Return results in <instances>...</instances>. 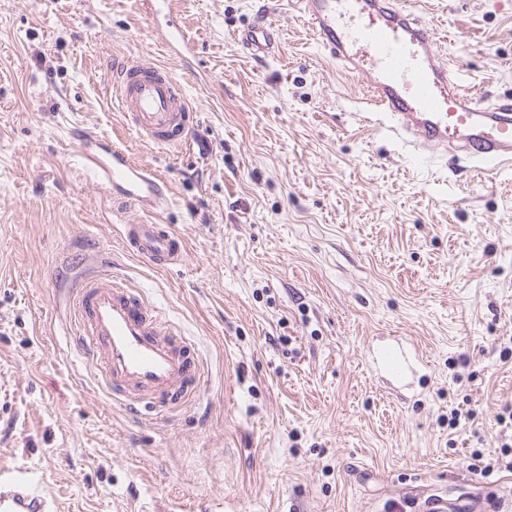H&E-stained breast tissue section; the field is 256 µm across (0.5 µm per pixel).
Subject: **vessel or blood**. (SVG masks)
<instances>
[{
	"mask_svg": "<svg viewBox=\"0 0 512 512\" xmlns=\"http://www.w3.org/2000/svg\"><path fill=\"white\" fill-rule=\"evenodd\" d=\"M282 1L267 0L259 20L234 39L250 56L262 59L279 49L274 16ZM312 35L352 73L383 112L389 130L416 153L453 148L478 163L512 164V98L482 104L438 52L439 35L405 0H286ZM169 53H189L192 44L181 26L162 39ZM120 112L138 135L169 148L187 142L191 106L167 68L126 61L111 84ZM70 139L84 168L118 206L133 205L159 214L169 205L166 180L135 161L129 150L84 129ZM122 241L157 267L184 259L178 236L148 222L126 224ZM97 270L76 285V334L83 353L99 366L113 391L149 395L165 405L189 396L201 376L200 364L183 338L149 311L141 295ZM419 362L402 344L383 343L371 351L375 373L402 381ZM0 512H58L39 479L22 467H0Z\"/></svg>",
	"mask_w": 512,
	"mask_h": 512,
	"instance_id": "1",
	"label": "vessel or blood"
}]
</instances>
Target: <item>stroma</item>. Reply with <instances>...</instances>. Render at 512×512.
I'll list each match as a JSON object with an SVG mask.
<instances>
[{"label": "stroma", "instance_id": "1", "mask_svg": "<svg viewBox=\"0 0 512 512\" xmlns=\"http://www.w3.org/2000/svg\"><path fill=\"white\" fill-rule=\"evenodd\" d=\"M263 4L0 0V464L59 512H417L450 491L512 512V470L469 467L512 458V166L407 151L297 11L249 58L234 34ZM415 8L466 85L512 95V0ZM170 20L189 58L166 53ZM126 59L184 88V149L124 124L107 88ZM75 126L167 179L181 265L125 249L143 216L113 213ZM92 251L196 348L193 395L132 412L81 354L70 286ZM394 340L423 359L402 383L368 364Z\"/></svg>", "mask_w": 512, "mask_h": 512}]
</instances>
